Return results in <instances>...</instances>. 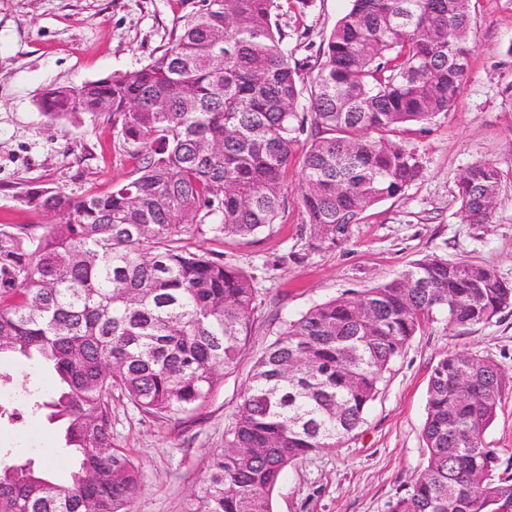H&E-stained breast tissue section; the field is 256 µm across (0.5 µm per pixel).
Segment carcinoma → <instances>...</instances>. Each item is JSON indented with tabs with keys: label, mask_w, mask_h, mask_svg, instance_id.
<instances>
[{
	"label": "carcinoma",
	"mask_w": 512,
	"mask_h": 512,
	"mask_svg": "<svg viewBox=\"0 0 512 512\" xmlns=\"http://www.w3.org/2000/svg\"><path fill=\"white\" fill-rule=\"evenodd\" d=\"M200 2L145 65L41 99L53 119L110 113L138 166L105 193L21 194L22 207L55 216L46 233L0 225V358H36L56 372L60 394L44 407L76 458L67 485L30 461L0 464V512H131L141 473L112 440L113 392L161 418L195 412L236 368L255 309L251 277L186 249L182 236L245 238L275 224L309 120L306 223L319 242H344L369 208L422 173L399 128L448 112L467 78L471 15L458 0H351L310 78L283 45L279 0ZM503 178L485 161L459 177L467 222H491ZM506 309L512 284L438 255L314 305L255 363L187 512H273L284 471L364 422L414 336L440 318L469 327ZM505 387L489 358L439 359L426 464L390 512L512 506V474L484 441Z\"/></svg>",
	"instance_id": "cac0c4a2"
}]
</instances>
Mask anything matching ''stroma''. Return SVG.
I'll return each mask as SVG.
<instances>
[{"mask_svg": "<svg viewBox=\"0 0 512 512\" xmlns=\"http://www.w3.org/2000/svg\"><path fill=\"white\" fill-rule=\"evenodd\" d=\"M189 7L188 0H0V224H30L39 233L51 224L50 214L18 206L16 195L28 189L78 197L131 175L137 162L119 149L109 115L51 122L39 102L51 88L139 68L164 48ZM349 7L350 0H315L305 12L292 8L280 16L285 42L306 72L316 73L320 49ZM470 9L469 73L455 105L402 135L421 158V176L402 195L368 209L347 241L315 240L295 163L280 219L269 230L242 239L185 238L189 250L252 275L251 331L236 369L191 417L159 418L113 401V440L142 475L132 512H186L212 451L224 445L257 358L285 323L313 305L389 280L428 254L490 267L512 283V0H470ZM480 161L497 163L504 180L492 222L471 224L456 184ZM459 351L492 359L504 375L502 404L485 441L500 449L502 466L512 465V310L485 325L440 321L409 342L358 429L289 467L274 490V512H388L426 463L422 427L431 370ZM57 393L51 371L23 357L0 362V406L20 413L0 419V450L63 482L72 454L57 425L33 408Z\"/></svg>", "mask_w": 512, "mask_h": 512, "instance_id": "stroma-1", "label": "stroma"}]
</instances>
